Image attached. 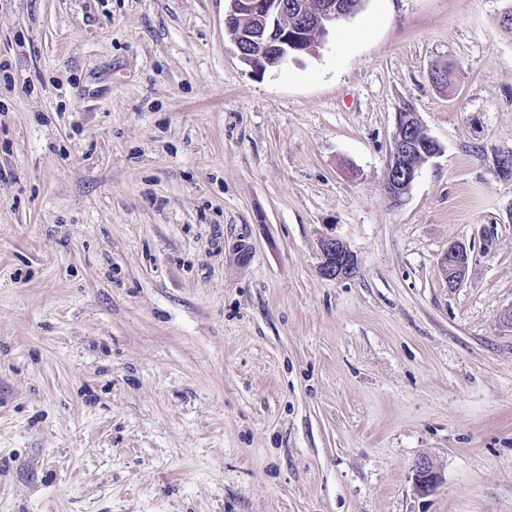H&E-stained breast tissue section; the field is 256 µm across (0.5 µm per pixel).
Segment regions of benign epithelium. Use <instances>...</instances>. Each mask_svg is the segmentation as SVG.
Returning a JSON list of instances; mask_svg holds the SVG:
<instances>
[{"label":"benign epithelium","instance_id":"obj_1","mask_svg":"<svg viewBox=\"0 0 512 512\" xmlns=\"http://www.w3.org/2000/svg\"><path fill=\"white\" fill-rule=\"evenodd\" d=\"M224 14V29L227 33L241 31L248 19L259 22L256 32L244 36L235 44L239 60L248 64L244 46L260 42L269 50V68H278L290 61L298 60L297 52L302 50L308 32H313L319 44L327 42L336 23L344 14L336 11L335 0H329L321 13L306 17L300 22L288 25V4L285 0H228ZM435 139L424 127L419 114L413 107L401 108L397 112L395 130L389 150L387 176L384 188L395 203L402 201L409 193L420 167L437 156L431 150ZM458 248H448V254L441 260V273L448 280V287H456L464 278L465 264L455 260ZM321 276L328 280L346 278L355 273L357 258L347 245L336 237H326L320 243ZM416 487L422 493L432 491L438 484V475L430 463L420 460L414 465Z\"/></svg>","mask_w":512,"mask_h":512}]
</instances>
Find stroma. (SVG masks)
Returning a JSON list of instances; mask_svg holds the SVG:
<instances>
[{
    "label": "stroma",
    "mask_w": 512,
    "mask_h": 512,
    "mask_svg": "<svg viewBox=\"0 0 512 512\" xmlns=\"http://www.w3.org/2000/svg\"><path fill=\"white\" fill-rule=\"evenodd\" d=\"M227 5L0 0V512H512L503 0L257 72ZM406 103L442 151L395 203ZM319 250V272L323 278L338 280L355 273L357 258L342 240L325 237L320 243ZM462 249V247H449L448 254L441 260V273L448 280L449 288H455L464 278L467 261L460 263L453 259V257H457L458 250L463 251L464 255L466 254ZM416 487L422 493L432 491L438 484V475L427 460H419L414 465Z\"/></svg>",
    "instance_id": "obj_1"
}]
</instances>
